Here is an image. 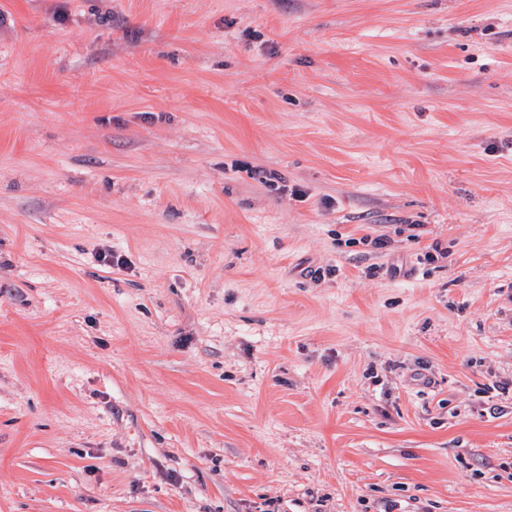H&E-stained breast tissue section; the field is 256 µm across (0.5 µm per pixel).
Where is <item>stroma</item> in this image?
Listing matches in <instances>:
<instances>
[{"mask_svg":"<svg viewBox=\"0 0 512 512\" xmlns=\"http://www.w3.org/2000/svg\"><path fill=\"white\" fill-rule=\"evenodd\" d=\"M0 512H512V0H0Z\"/></svg>","mask_w":512,"mask_h":512,"instance_id":"35a3bbf8","label":"stroma"}]
</instances>
